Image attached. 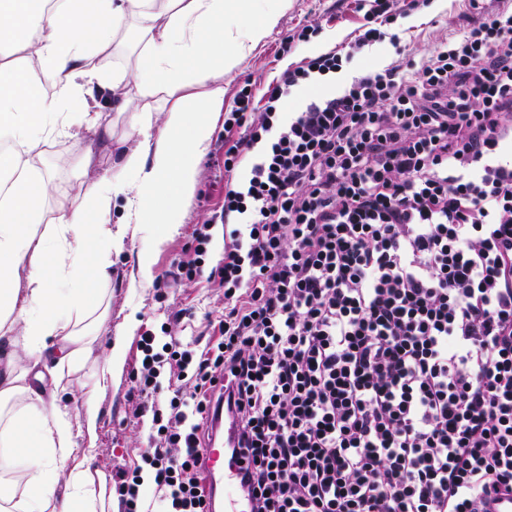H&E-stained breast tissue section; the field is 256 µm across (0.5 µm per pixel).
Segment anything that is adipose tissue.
<instances>
[{"label":"adipose tissue","instance_id":"ef3b65f1","mask_svg":"<svg viewBox=\"0 0 512 512\" xmlns=\"http://www.w3.org/2000/svg\"><path fill=\"white\" fill-rule=\"evenodd\" d=\"M288 0H0V512H105L78 462L76 425L94 431L86 398L71 413L29 381L61 383L86 356L84 322L109 314L112 254L128 232L153 241L177 230L198 160L224 110V72L279 22ZM258 25L233 36L237 21ZM138 49L130 97L101 63L116 34ZM232 40L234 54L224 52ZM109 88L139 141L102 172L93 193L75 189L45 211L42 144L73 127L100 130L96 90ZM173 96L164 114L149 97ZM124 199L122 222L112 203Z\"/></svg>","mask_w":512,"mask_h":512}]
</instances>
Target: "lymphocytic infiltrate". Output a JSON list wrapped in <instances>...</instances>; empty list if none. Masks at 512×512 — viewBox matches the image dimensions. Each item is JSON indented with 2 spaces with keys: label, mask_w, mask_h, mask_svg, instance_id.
<instances>
[{
  "label": "lymphocytic infiltrate",
  "mask_w": 512,
  "mask_h": 512,
  "mask_svg": "<svg viewBox=\"0 0 512 512\" xmlns=\"http://www.w3.org/2000/svg\"><path fill=\"white\" fill-rule=\"evenodd\" d=\"M354 40L224 113V201L161 288L224 292L205 345L145 330L123 512H212L226 405L251 512H488L512 495V0L415 61L369 0ZM396 60L335 80L382 42ZM298 111L284 109L300 91ZM229 227L208 255L212 228Z\"/></svg>",
  "instance_id": "f902f5d3"
}]
</instances>
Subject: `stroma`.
<instances>
[{
    "instance_id": "obj_1",
    "label": "stroma",
    "mask_w": 512,
    "mask_h": 512,
    "mask_svg": "<svg viewBox=\"0 0 512 512\" xmlns=\"http://www.w3.org/2000/svg\"><path fill=\"white\" fill-rule=\"evenodd\" d=\"M471 0H426L419 9L397 17L388 26L401 41L410 44L415 58H422L445 42L472 15ZM365 11L360 0H288L278 25L269 31L242 59L224 73V104L232 106L235 93L244 81H251L255 93L266 86L287 64L298 62L333 47L345 44L358 35L365 24ZM315 24L319 30L310 42L285 46L287 32L296 27ZM100 134L83 129L71 135L47 140L42 145L52 183L50 195L66 191L74 182L92 183L94 172L111 164V156L103 155ZM93 158L90 172H83L76 159L83 153ZM201 177L188 194L182 197L184 219L176 233L166 235L153 254V275H160L178 259L194 225L203 223L224 192V167L214 148H207L199 160ZM146 243L140 238L129 240L126 251L112 258V302L108 319L95 328L96 339L83 363L64 383L67 387L61 403L79 409L84 396H94L97 404V427L94 436L79 435L76 454L84 459L95 481L112 489V472L116 467L132 465L139 451L148 446V426L130 422V377L135 367L136 341L140 331L159 328L169 313L186 309L177 334L192 341L208 320L217 319L224 308V299L216 289L192 283L158 301L154 283L141 282L138 254ZM136 313L138 329L128 332L125 317ZM123 345L121 365L106 382H99L97 366L103 350L114 341Z\"/></svg>"
}]
</instances>
